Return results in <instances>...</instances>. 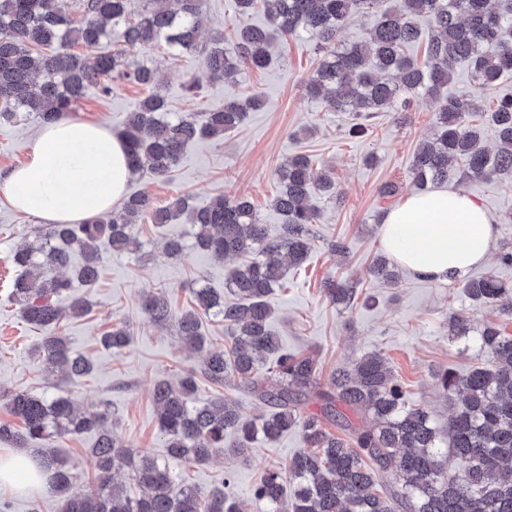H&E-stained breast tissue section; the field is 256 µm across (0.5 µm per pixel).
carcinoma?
<instances>
[{"label":"carcinoma","mask_w":512,"mask_h":512,"mask_svg":"<svg viewBox=\"0 0 512 512\" xmlns=\"http://www.w3.org/2000/svg\"><path fill=\"white\" fill-rule=\"evenodd\" d=\"M133 0H80L83 21H73L59 0H0V122H19L32 115L49 124L72 112L91 85L111 90L116 79L142 86L157 83L156 70L122 51L100 49L108 28L120 29L132 49L184 52L198 48L199 17L204 0H141L132 15ZM242 17L262 4L267 20L286 35L300 31L318 39V67L306 82L307 93L323 98L338 112H392L405 116L411 97L423 94L435 112L432 139L416 149L410 176L418 186L455 180L477 181L512 177V96L497 101L490 120L497 133L494 153L481 146L480 125L472 122L480 106L466 95L440 96L454 77L458 62L470 65L474 81L496 86L512 73V19L497 12L492 0H235ZM373 13L366 39L338 48L336 35L349 17ZM429 20L424 61L412 54L420 43L415 18ZM224 34L211 39L203 75L232 86L245 68L264 69L272 60L266 29L247 24L236 34L234 51L224 52ZM495 47L490 53L486 47ZM261 100L236 97L224 108L201 115L167 116L165 99L145 97L139 110L127 116L125 140L132 175L147 172L168 177L188 145L236 129ZM279 194L273 201L283 217L278 234L259 222L250 201L222 196L195 206L179 196L165 205L142 192L128 196L107 220L81 224H51L36 235V244L17 252L19 269L12 295L25 321L54 330L62 317L59 297L78 283L93 287L100 276L102 248L133 253L140 248L137 226L143 219L161 226L181 219L190 227L192 246L219 259L244 256L234 268L229 288L236 300L226 303L210 288L192 289L193 308L176 313L161 291L143 302L150 318L176 323L187 348L204 346L202 320L224 322L228 349L208 351L198 367L177 382L162 381L153 391L159 430L169 457L207 464L220 455L245 457L259 443L278 440L294 429L312 450L294 455L283 467L267 469L254 486V496L267 512H512V336L497 326L485 327L476 338L480 361L464 375L439 373L436 386L454 402L448 430H440L421 404L407 401L403 384L379 352L358 357L333 373L330 385L320 383L312 355L279 352L270 329L267 298L285 282L286 269L300 266L312 247L309 225L319 212L312 197L336 196L332 173L314 172L311 159L289 157L276 171ZM83 263L72 266L74 253ZM368 275L383 282L397 279L396 266L381 256ZM460 287L473 302L497 306L512 316V287L494 274L467 277ZM322 292L335 304L353 306L357 284L327 279ZM452 338L468 342V319H451ZM132 341L128 326L119 325L101 337L106 348L123 349ZM39 357L45 367L61 369L77 384L92 364L72 352L65 339L45 338ZM220 387L239 381L250 387L271 410L254 419L226 397L204 401L196 397L197 379ZM13 415L23 422L17 431L0 424V440L25 448L55 435L93 433L95 483L74 485L67 463L45 451L41 471L49 473L62 499V512H242L229 490L203 493L177 483L168 466L148 455H134L112 433L105 411H81L68 395L47 397L26 391L6 393ZM319 411L305 409L308 404ZM369 414L375 426H356L344 413ZM338 428L342 435L332 432ZM234 436L230 445L225 438ZM457 472L448 473V457ZM125 466L132 484L123 489L112 482V471ZM382 473L395 478L391 491L379 483Z\"/></svg>","instance_id":"cac0c4a2"}]
</instances>
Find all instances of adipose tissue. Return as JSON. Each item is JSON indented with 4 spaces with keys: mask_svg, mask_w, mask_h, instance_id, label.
<instances>
[{
    "mask_svg": "<svg viewBox=\"0 0 512 512\" xmlns=\"http://www.w3.org/2000/svg\"><path fill=\"white\" fill-rule=\"evenodd\" d=\"M130 170L123 139L106 126L66 117L44 125L28 162L0 181L10 204L51 224L112 212ZM498 235L488 211L448 186L410 195L380 225L384 251L412 275L436 282L484 265ZM47 490L31 452L0 453V489Z\"/></svg>",
    "mask_w": 512,
    "mask_h": 512,
    "instance_id": "1",
    "label": "adipose tissue"
}]
</instances>
